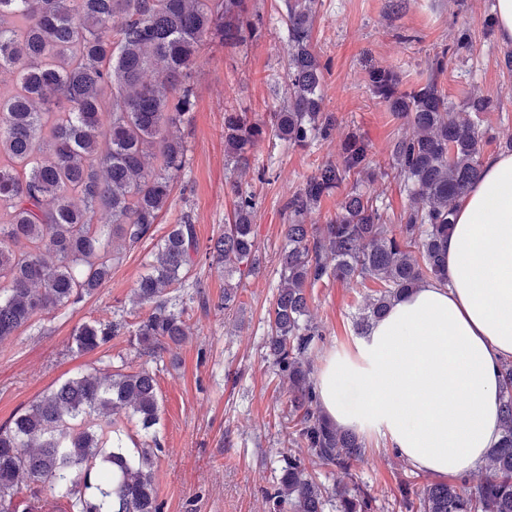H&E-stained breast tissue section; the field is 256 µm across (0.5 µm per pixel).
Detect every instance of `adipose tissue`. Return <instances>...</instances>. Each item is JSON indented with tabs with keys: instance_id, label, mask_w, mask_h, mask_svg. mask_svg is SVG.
Wrapping results in <instances>:
<instances>
[{
	"instance_id": "adipose-tissue-1",
	"label": "adipose tissue",
	"mask_w": 512,
	"mask_h": 512,
	"mask_svg": "<svg viewBox=\"0 0 512 512\" xmlns=\"http://www.w3.org/2000/svg\"><path fill=\"white\" fill-rule=\"evenodd\" d=\"M446 283L395 300L352 346L323 357L321 409L384 439L417 470L467 475L502 435L499 376L512 359V154L487 158L456 207Z\"/></svg>"
}]
</instances>
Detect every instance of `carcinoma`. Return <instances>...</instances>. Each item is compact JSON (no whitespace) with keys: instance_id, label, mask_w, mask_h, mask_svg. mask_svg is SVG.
Instances as JSON below:
<instances>
[{"instance_id":"cac0c4a2","label":"carcinoma","mask_w":512,"mask_h":512,"mask_svg":"<svg viewBox=\"0 0 512 512\" xmlns=\"http://www.w3.org/2000/svg\"><path fill=\"white\" fill-rule=\"evenodd\" d=\"M318 0H284L288 31L285 94L267 123L224 113V145L233 164L269 134L293 146L328 141L336 116L323 111L327 66L311 44ZM15 17L26 20L17 29ZM261 19L246 0H0V72L17 91L0 96V340L45 312L92 294L127 248L141 241L170 204L188 164L184 127L195 105L191 72L212 34L226 47L254 35ZM465 33L428 63L424 83L400 88L392 69L369 73L373 94L403 120L393 166L409 204L388 223L379 196L352 190L325 224L306 217L342 185L375 183L368 141L353 132L340 159L319 165L285 201L286 245L280 284L268 312L267 344L288 386L289 442L273 492L276 512H378L377 497L353 474L366 444L322 412L312 354L322 331L307 289L326 281L365 288L355 317L360 335L393 300L420 283L445 279L442 254L456 202L481 173L482 116L499 97L471 93L459 109L438 87L448 54L467 52ZM232 222L202 247L193 225H173L134 301L151 306L130 334L139 355L179 344L182 312L168 297L189 268L217 261L244 274L260 263L253 235L254 196L238 183ZM80 204H75L73 198ZM112 216L110 224L94 215ZM121 324L85 322L78 351L107 344ZM503 437L484 472L464 492L444 479L413 492L399 487L404 512H512V360L500 369ZM156 380L149 368L79 374L50 389L0 427V512H17L19 477L47 482L67 512H161L153 468L161 443ZM143 432L130 448L116 416ZM318 468L330 469L332 484Z\"/></svg>"}]
</instances>
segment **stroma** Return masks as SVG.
<instances>
[{
  "mask_svg": "<svg viewBox=\"0 0 512 512\" xmlns=\"http://www.w3.org/2000/svg\"><path fill=\"white\" fill-rule=\"evenodd\" d=\"M390 2L319 0L313 45L329 64L321 93L325 111L337 119L335 139L300 147L267 136L240 170L224 152V114L244 112L264 122L277 107L273 90L284 83L288 53L283 0H248L263 26L237 47L206 36L193 69L195 107L184 130L189 164L168 210L126 251L103 288L0 341V426L68 378L94 368L122 365L132 371L145 364L156 375L160 402L156 431L164 452L155 484L162 512H269L265 494L273 490L289 448L281 425L288 393L265 344L285 244L282 205L318 165L337 160L341 141L353 131L368 140L374 163L389 172L375 185L358 184V191H381L392 224L408 203L403 182L389 170L402 121L373 96L370 68L394 69L403 86H410L425 79L428 60L450 34L467 33L472 51L450 57L438 82L458 106L475 90L500 96L499 109L483 116V156L502 153L512 137V70L503 64L512 48L491 25L496 0H404L398 12ZM234 180L256 196L257 271L242 275L236 305L226 311L220 306L223 272L206 264L193 267L178 291L186 340L144 359L129 343L130 331L149 313L132 301L140 276L182 217L190 218L200 243L223 233ZM361 303L357 289L336 281L312 289L310 313L324 331L314 361L331 348L351 346ZM93 320H117L122 327L95 353L77 352L73 332ZM365 443L357 476L383 506H391L409 468L377 437Z\"/></svg>",
  "mask_w": 512,
  "mask_h": 512,
  "instance_id": "obj_1",
  "label": "stroma"
}]
</instances>
